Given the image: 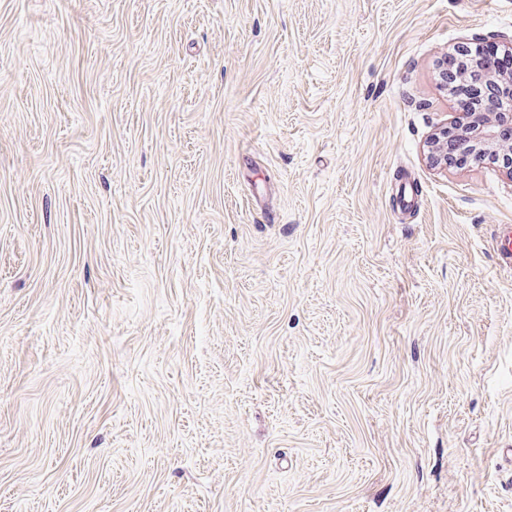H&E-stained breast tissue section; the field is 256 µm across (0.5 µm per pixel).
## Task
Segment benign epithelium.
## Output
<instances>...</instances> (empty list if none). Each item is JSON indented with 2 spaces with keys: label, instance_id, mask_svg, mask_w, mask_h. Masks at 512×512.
I'll list each match as a JSON object with an SVG mask.
<instances>
[{
  "label": "benign epithelium",
  "instance_id": "7a95c632",
  "mask_svg": "<svg viewBox=\"0 0 512 512\" xmlns=\"http://www.w3.org/2000/svg\"><path fill=\"white\" fill-rule=\"evenodd\" d=\"M467 76L478 92L493 95L503 109L485 114L478 124L468 117H459L453 126L441 129L431 142L433 164L448 166V152L452 151L465 153L477 162L490 157L500 162L512 176V144H501V133L507 128L512 130V73L487 71L474 62Z\"/></svg>",
  "mask_w": 512,
  "mask_h": 512
}]
</instances>
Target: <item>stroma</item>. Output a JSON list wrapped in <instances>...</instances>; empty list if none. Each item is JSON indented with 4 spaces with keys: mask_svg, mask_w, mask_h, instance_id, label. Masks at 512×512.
Masks as SVG:
<instances>
[{
    "mask_svg": "<svg viewBox=\"0 0 512 512\" xmlns=\"http://www.w3.org/2000/svg\"><path fill=\"white\" fill-rule=\"evenodd\" d=\"M512 0H0V512H512V225L433 165ZM447 64L448 72L455 75L454 79L448 84V91L459 112H482L469 79L464 76V73L460 72V57L449 56L446 60ZM448 72L442 70L439 74L444 84L448 82Z\"/></svg>",
    "mask_w": 512,
    "mask_h": 512,
    "instance_id": "1",
    "label": "stroma"
}]
</instances>
